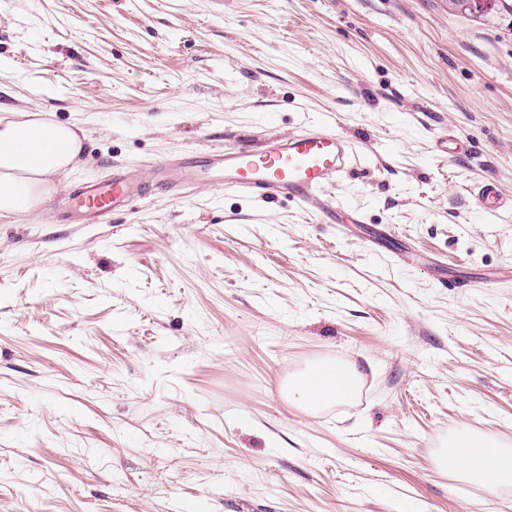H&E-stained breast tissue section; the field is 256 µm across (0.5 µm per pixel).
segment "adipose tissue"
Wrapping results in <instances>:
<instances>
[{
    "instance_id": "obj_1",
    "label": "adipose tissue",
    "mask_w": 512,
    "mask_h": 512,
    "mask_svg": "<svg viewBox=\"0 0 512 512\" xmlns=\"http://www.w3.org/2000/svg\"><path fill=\"white\" fill-rule=\"evenodd\" d=\"M82 149L78 125L51 122L38 112L0 113V215L23 214L44 204L52 178L71 170ZM360 376L356 365L321 360L290 380L284 392L315 413L348 400L343 381ZM437 466L491 491L512 482V450L487 436L457 437Z\"/></svg>"
}]
</instances>
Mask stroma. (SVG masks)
Listing matches in <instances>:
<instances>
[{
    "label": "stroma",
    "instance_id": "35a3bbf8",
    "mask_svg": "<svg viewBox=\"0 0 512 512\" xmlns=\"http://www.w3.org/2000/svg\"><path fill=\"white\" fill-rule=\"evenodd\" d=\"M0 107L85 134L46 204L0 217V512H512L438 470L512 442V16L448 0H8ZM335 112L369 150L332 189L354 235L202 182L108 224L67 188ZM469 145L436 155L439 137ZM409 250L371 252L373 226ZM499 272L467 293L436 268ZM320 360L364 386L308 415ZM470 208L473 213L489 218L509 209L510 201L503 197L497 182L487 181L471 192ZM361 376L356 365L321 360L290 380L284 392L303 410L316 413L326 406L348 400L351 394L347 393L343 379H361Z\"/></svg>",
    "mask_w": 512,
    "mask_h": 512
}]
</instances>
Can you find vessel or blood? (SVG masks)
<instances>
[{"instance_id": "1", "label": "vessel or blood", "mask_w": 512, "mask_h": 512, "mask_svg": "<svg viewBox=\"0 0 512 512\" xmlns=\"http://www.w3.org/2000/svg\"><path fill=\"white\" fill-rule=\"evenodd\" d=\"M364 148L336 129L333 116L294 134L264 142L256 148L231 146L221 151H189L175 159L148 166L139 181L113 174L69 192L68 220L74 224H102L135 198L158 189L209 180L248 198L285 200L312 220L334 224L340 208L328 193L341 177L358 166ZM473 213L489 218L512 208L497 182L488 181L470 194Z\"/></svg>"}]
</instances>
